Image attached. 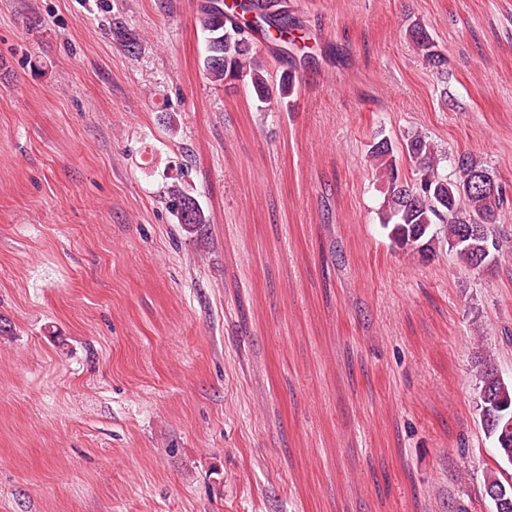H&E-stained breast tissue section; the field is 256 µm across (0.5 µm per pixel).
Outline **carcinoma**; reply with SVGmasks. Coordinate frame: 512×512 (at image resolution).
<instances>
[{
  "label": "carcinoma",
  "mask_w": 512,
  "mask_h": 512,
  "mask_svg": "<svg viewBox=\"0 0 512 512\" xmlns=\"http://www.w3.org/2000/svg\"><path fill=\"white\" fill-rule=\"evenodd\" d=\"M198 24L210 81L217 85L245 81L258 101L269 108L293 92L295 74L288 71L274 76L257 55L251 32L264 28L265 34L280 42L282 54L291 59H314L310 38L288 32L293 22L281 0H250L248 13L237 16L224 11V0H202ZM410 37L428 66L438 72L447 68L448 57L437 49L425 28H411ZM369 155L385 185L380 223L391 247L430 252L435 237L431 229L441 224L448 249L460 267L479 272L497 262L502 244L493 225L504 207L512 204L508 197L512 183L498 178L465 152L454 158V173H444L432 142L422 133L397 144L381 138L370 145ZM403 158L410 168L402 173L398 163ZM485 176L498 184L497 195L488 191ZM168 201L185 229L206 223L198 203L180 184L168 187ZM477 385L480 427L501 461L512 465V432H508L507 442L500 440L505 423L512 418V380L500 377L498 367L489 361L478 372Z\"/></svg>",
  "instance_id": "cac0c4a2"
}]
</instances>
